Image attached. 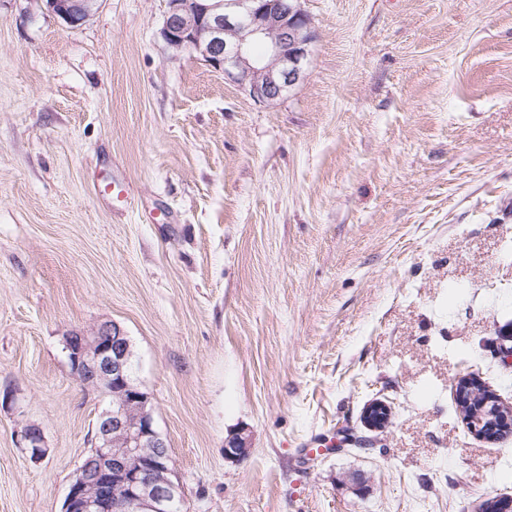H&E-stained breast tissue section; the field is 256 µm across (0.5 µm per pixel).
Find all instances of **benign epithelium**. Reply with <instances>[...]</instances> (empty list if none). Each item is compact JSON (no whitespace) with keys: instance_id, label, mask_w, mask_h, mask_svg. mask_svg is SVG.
I'll return each mask as SVG.
<instances>
[{"instance_id":"1","label":"benign epithelium","mask_w":512,"mask_h":512,"mask_svg":"<svg viewBox=\"0 0 512 512\" xmlns=\"http://www.w3.org/2000/svg\"><path fill=\"white\" fill-rule=\"evenodd\" d=\"M44 8L75 30L93 15L98 0H41ZM166 45L188 52L224 71V78L245 88L256 102L286 96L305 77L315 39L311 17L301 0L277 6L271 0H168L160 29ZM72 373L83 385L108 399L98 415L92 457L78 468L61 512H169L184 501L169 448L154 426L147 393L130 378L129 337L115 323L99 324L88 334L65 338ZM391 406L380 400L364 411L366 427L383 430ZM466 423L484 437L492 428L471 410ZM20 444L39 458L45 436L37 424L20 431ZM243 432L224 441V457L249 453Z\"/></svg>"}]
</instances>
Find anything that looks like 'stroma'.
I'll use <instances>...</instances> for the list:
<instances>
[{"label":"stroma","instance_id":"35a3bbf8","mask_svg":"<svg viewBox=\"0 0 512 512\" xmlns=\"http://www.w3.org/2000/svg\"><path fill=\"white\" fill-rule=\"evenodd\" d=\"M302 6L306 77L264 104L166 46L167 0H98L77 30L0 0V512H61L106 405L64 338L103 322L187 512L512 496V431L477 437L454 400L474 373L512 406V0ZM391 406L380 400L371 402L364 411L366 427L372 431H382L390 421ZM20 444L27 448L34 458L43 455L45 449V436L43 429L37 424H26L20 431Z\"/></svg>","mask_w":512,"mask_h":512}]
</instances>
